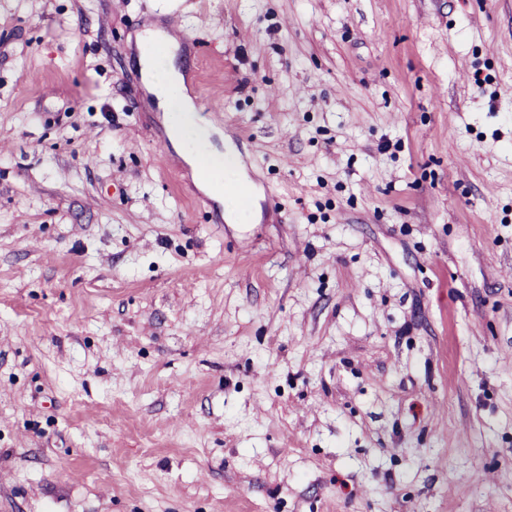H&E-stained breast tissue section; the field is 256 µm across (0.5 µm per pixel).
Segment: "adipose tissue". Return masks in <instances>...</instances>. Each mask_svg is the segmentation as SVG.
I'll return each mask as SVG.
<instances>
[{"mask_svg": "<svg viewBox=\"0 0 512 512\" xmlns=\"http://www.w3.org/2000/svg\"><path fill=\"white\" fill-rule=\"evenodd\" d=\"M136 39L141 50L139 64L149 90L163 112L171 116L168 137L172 147L191 168L204 167L210 172L202 190L219 199L223 187L247 186L244 173L214 146L212 124L198 113L185 89L183 75L173 62L176 39L150 27L138 33Z\"/></svg>", "mask_w": 512, "mask_h": 512, "instance_id": "ef3b65f1", "label": "adipose tissue"}]
</instances>
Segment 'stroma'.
<instances>
[{"mask_svg": "<svg viewBox=\"0 0 512 512\" xmlns=\"http://www.w3.org/2000/svg\"><path fill=\"white\" fill-rule=\"evenodd\" d=\"M1 140L0 512H512V0H0ZM138 47L141 49L139 64L144 78L147 81L150 92L158 101L163 112L172 113L168 137L172 147L179 152L191 169L207 168L200 171V174L207 178V182L198 181L197 186L217 200H223L222 180L228 176L225 182L228 188L241 186L250 193L253 191V184L247 181L246 176L239 170L238 166L231 162H224V158L230 157L234 160V148L227 147L224 154L213 144L215 129L212 124L202 117L195 106L194 99L187 93L181 71L175 67L171 53L177 50L178 44L174 37L156 28H145L136 36ZM162 46L165 52L162 55H155L151 48ZM179 91L178 95L174 90ZM191 131L197 142L206 149L205 157H200L193 146L187 147V131Z\"/></svg>", "mask_w": 512, "mask_h": 512, "instance_id": "35a3bbf8", "label": "stroma"}]
</instances>
